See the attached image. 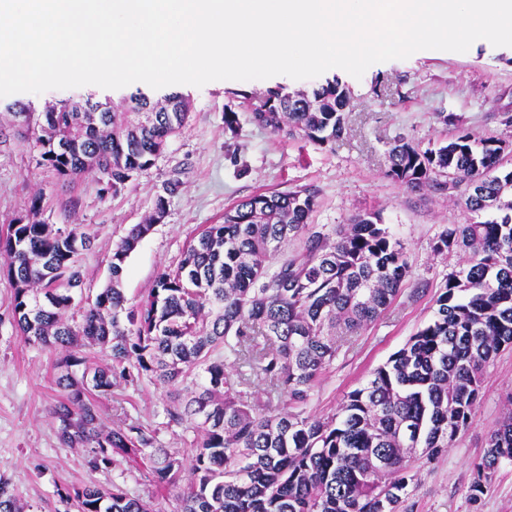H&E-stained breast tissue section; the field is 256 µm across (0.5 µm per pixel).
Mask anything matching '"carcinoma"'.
Wrapping results in <instances>:
<instances>
[{"instance_id": "1", "label": "carcinoma", "mask_w": 512, "mask_h": 512, "mask_svg": "<svg viewBox=\"0 0 512 512\" xmlns=\"http://www.w3.org/2000/svg\"><path fill=\"white\" fill-rule=\"evenodd\" d=\"M251 119L277 134L325 144L345 130L351 92L328 81L307 92L283 86L240 93ZM174 93L133 96L107 112L49 104L40 115L12 112L20 136L40 150L59 180L98 175L99 193L117 195L149 168L189 116ZM498 140L461 132L425 151L398 139L389 175L412 189L462 191L475 220L449 224L437 253L464 255L440 287L432 320L347 395L339 412H307L314 390L348 337L378 319L410 274L404 245L374 213L328 228L310 222L308 188L253 195L190 244L176 267L158 274L149 295L127 304L125 264L165 214L167 199L112 248L110 278L80 322H70L94 236L40 218L42 196L0 234V273L13 287L11 315L29 344L63 352L52 408L63 444L81 448L93 470L137 458L166 490L189 472L179 512H413L418 458L432 461L473 423L483 372L512 348V170ZM97 347L110 362H92ZM166 389L168 425L196 433L190 461L156 431L131 420L106 428L97 400L114 379ZM262 387L266 400L255 395ZM284 395L276 410L272 398ZM512 462V410L490 431L474 464L472 498ZM77 512H152L117 483L59 493ZM0 512H24L0 475Z\"/></svg>"}]
</instances>
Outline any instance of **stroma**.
<instances>
[{
	"instance_id": "1",
	"label": "stroma",
	"mask_w": 512,
	"mask_h": 512,
	"mask_svg": "<svg viewBox=\"0 0 512 512\" xmlns=\"http://www.w3.org/2000/svg\"><path fill=\"white\" fill-rule=\"evenodd\" d=\"M338 79L352 92L346 129L336 142L319 145L272 133L239 114L236 133L224 130V113L237 108L238 92L262 93L278 85L312 90ZM181 93L190 104L182 131L171 137L154 165L135 175L118 195H100L96 177L55 180L39 166V152L20 140L10 122L15 104L42 110L60 101H120L136 94L163 99ZM154 89L136 82L120 89L95 85L51 89L40 94L0 97V228L26 214L42 194V216L51 224L94 234L81 264L85 278L82 306L92 304L106 286L112 245L152 210L164 183L179 175L182 185L168 197L163 220L155 224L129 257L122 279L129 304L145 297L158 273L176 266L183 252L207 226L219 223L227 207L272 190L312 187L318 205L315 224L348 223L356 214L375 212L407 251L411 273L386 312L351 337L323 376L307 410L322 416L338 411L347 395L363 384L432 318L435 300L458 253H436L438 232L472 219L461 200L435 190H412L388 174L386 152L398 138L419 148L436 146L465 128L475 137H493L512 145V47L481 46L457 53L421 50L406 59L370 66L362 78L334 68L321 76L295 80L279 75L264 80H220L196 87ZM454 115L455 123L445 122ZM13 288L0 275V474L11 481L26 512H59L58 492L86 484H122L130 496L150 503L155 512H177L178 488L158 492L148 461L108 471L90 470L79 449L61 445L51 409L59 398V349L31 345L11 320ZM512 395V349L501 352L483 376L482 398L473 424L433 461L416 464L419 486L415 512H512V463L503 464L480 500H472L473 465L484 453L490 428ZM164 388L144 380L117 381L111 396L100 398L105 425L125 418L156 429L164 447L191 453L193 432L168 425Z\"/></svg>"
}]
</instances>
